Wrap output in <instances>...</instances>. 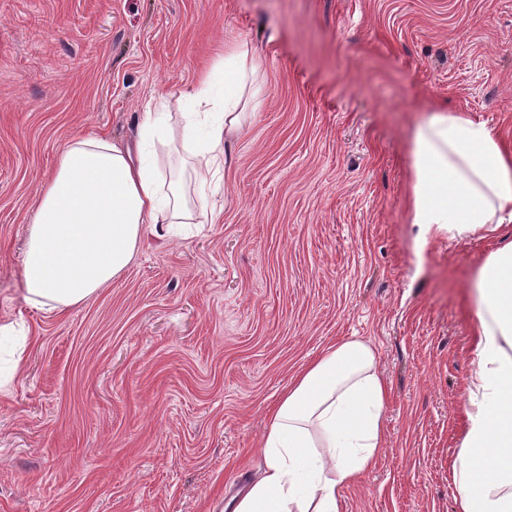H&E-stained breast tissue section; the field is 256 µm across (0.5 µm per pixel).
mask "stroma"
<instances>
[{
	"label": "stroma",
	"instance_id": "obj_1",
	"mask_svg": "<svg viewBox=\"0 0 512 512\" xmlns=\"http://www.w3.org/2000/svg\"><path fill=\"white\" fill-rule=\"evenodd\" d=\"M260 106L211 220L89 301L30 304L22 249L57 155L136 137L239 43ZM448 102L512 148V0H0V512H226L264 470L268 412L332 344L368 343L385 445L340 512H456L470 288L496 239L418 249L410 143Z\"/></svg>",
	"mask_w": 512,
	"mask_h": 512
}]
</instances>
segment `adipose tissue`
Returning <instances> with one entry per match:
<instances>
[{
    "instance_id": "ef3b65f1",
    "label": "adipose tissue",
    "mask_w": 512,
    "mask_h": 512,
    "mask_svg": "<svg viewBox=\"0 0 512 512\" xmlns=\"http://www.w3.org/2000/svg\"><path fill=\"white\" fill-rule=\"evenodd\" d=\"M224 93L203 73L196 111L173 128L145 110L134 142L101 135L71 140L39 188L23 253L27 299L64 312L82 304L135 259L147 229L190 223L195 204L165 177L146 145L180 139L199 183L223 176L225 150L240 132L244 94L260 91L247 45L213 64ZM410 217L416 243L499 234L475 283L476 369L463 440L451 470L458 512H512V150L484 123L448 106L430 108L411 145ZM389 393L376 355L361 340L329 347L270 412L265 469L234 512H338V501L376 462Z\"/></svg>"
}]
</instances>
